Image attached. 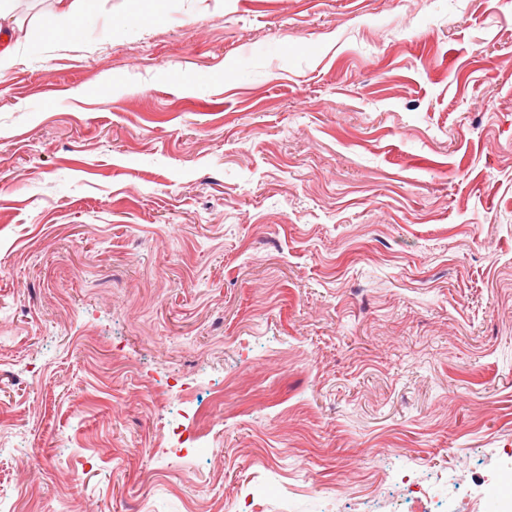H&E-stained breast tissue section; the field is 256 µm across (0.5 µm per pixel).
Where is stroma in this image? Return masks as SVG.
I'll return each instance as SVG.
<instances>
[{"label": "stroma", "instance_id": "35a3bbf8", "mask_svg": "<svg viewBox=\"0 0 512 512\" xmlns=\"http://www.w3.org/2000/svg\"><path fill=\"white\" fill-rule=\"evenodd\" d=\"M51 6L0 72V512H503L512 0ZM55 8L42 17V27L46 31L55 32L61 23L75 15L78 1L83 0H53Z\"/></svg>", "mask_w": 512, "mask_h": 512}]
</instances>
